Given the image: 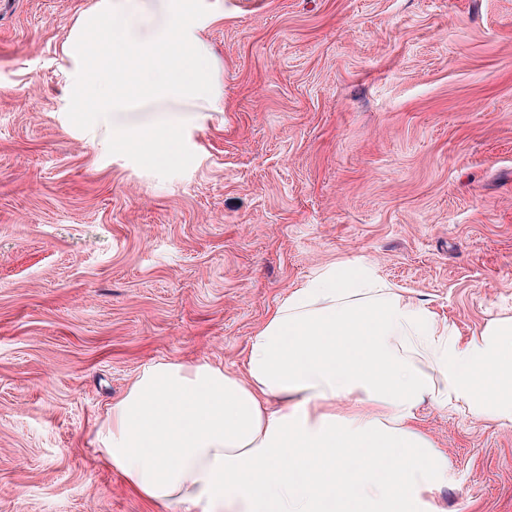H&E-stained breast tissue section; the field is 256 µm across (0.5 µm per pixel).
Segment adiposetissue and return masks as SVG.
Returning a JSON list of instances; mask_svg holds the SVG:
<instances>
[{
  "instance_id": "adipose-tissue-1",
  "label": "adipose tissue",
  "mask_w": 512,
  "mask_h": 512,
  "mask_svg": "<svg viewBox=\"0 0 512 512\" xmlns=\"http://www.w3.org/2000/svg\"><path fill=\"white\" fill-rule=\"evenodd\" d=\"M427 403L512 427V317L461 336L358 261L293 288L243 370L145 365L94 443L176 512H436L450 466Z\"/></svg>"
}]
</instances>
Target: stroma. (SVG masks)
<instances>
[{
	"label": "stroma",
	"instance_id": "35a3bbf8",
	"mask_svg": "<svg viewBox=\"0 0 512 512\" xmlns=\"http://www.w3.org/2000/svg\"><path fill=\"white\" fill-rule=\"evenodd\" d=\"M93 0H0V512H167L96 458L153 361L240 368L355 259L467 337L512 316V0H222L224 109L163 178L62 107ZM442 512H512V428L424 406Z\"/></svg>",
	"mask_w": 512,
	"mask_h": 512
}]
</instances>
